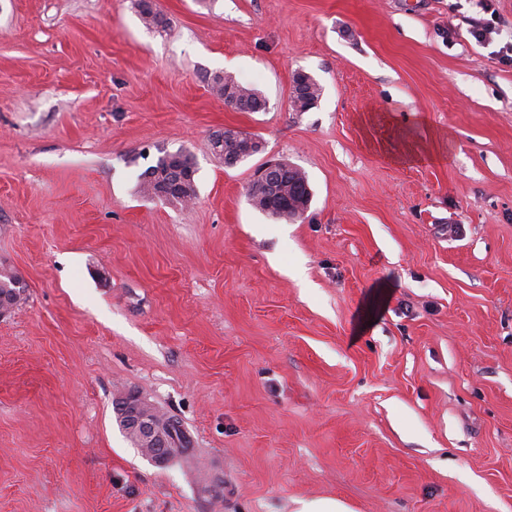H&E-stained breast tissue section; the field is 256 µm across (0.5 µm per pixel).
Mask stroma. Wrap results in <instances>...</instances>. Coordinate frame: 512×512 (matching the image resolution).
I'll list each match as a JSON object with an SVG mask.
<instances>
[{
  "label": "stroma",
  "instance_id": "stroma-1",
  "mask_svg": "<svg viewBox=\"0 0 512 512\" xmlns=\"http://www.w3.org/2000/svg\"><path fill=\"white\" fill-rule=\"evenodd\" d=\"M154 2L0 0V512H512V0ZM179 150L194 202L140 194ZM269 160L297 221L248 200ZM127 392L187 451L136 447ZM136 2L138 15L145 27L148 29L165 30L167 20L154 8L152 0H137ZM299 81H302V88H298ZM321 86L319 83L308 73L304 71H296L292 75V95L293 105L296 112H306L317 105L321 96ZM209 85L216 96L224 99V104L241 112H264L268 108L265 97L255 88L239 83L230 73L213 74ZM162 421V429L164 436V446L162 448H158L157 451L168 453L169 457L172 453L178 451L183 443V432L181 429L180 422L172 417H163ZM298 512H354L344 501L336 498H316L301 501Z\"/></svg>",
  "mask_w": 512,
  "mask_h": 512
}]
</instances>
